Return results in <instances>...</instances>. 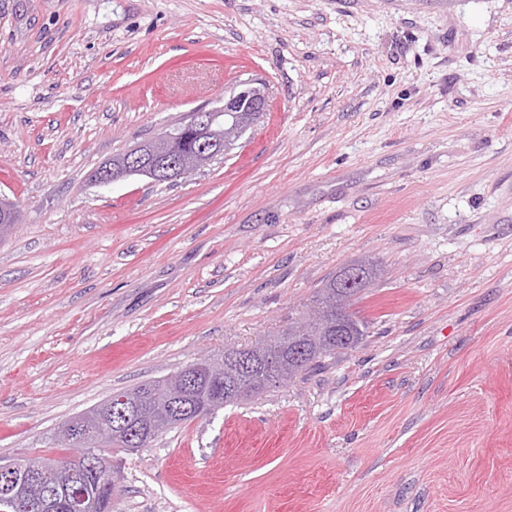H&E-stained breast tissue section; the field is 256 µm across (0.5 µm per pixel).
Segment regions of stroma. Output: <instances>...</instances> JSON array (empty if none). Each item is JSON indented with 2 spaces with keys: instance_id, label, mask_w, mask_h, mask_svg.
<instances>
[{
  "instance_id": "35a3bbf8",
  "label": "stroma",
  "mask_w": 512,
  "mask_h": 512,
  "mask_svg": "<svg viewBox=\"0 0 512 512\" xmlns=\"http://www.w3.org/2000/svg\"><path fill=\"white\" fill-rule=\"evenodd\" d=\"M246 79L223 158L90 182ZM1 195L0 459L367 258L362 342L120 452L117 512H512V0H0Z\"/></svg>"
}]
</instances>
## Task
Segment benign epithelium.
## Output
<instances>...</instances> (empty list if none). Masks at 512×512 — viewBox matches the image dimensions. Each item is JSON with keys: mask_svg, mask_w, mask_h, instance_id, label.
<instances>
[{"mask_svg": "<svg viewBox=\"0 0 512 512\" xmlns=\"http://www.w3.org/2000/svg\"><path fill=\"white\" fill-rule=\"evenodd\" d=\"M254 99L252 111L257 112L265 107L264 92L252 86L249 81L239 84V88L224 96L223 112L240 111V100L245 97ZM208 109L194 110L187 122L183 123L178 135L186 134L198 140L200 148L208 150L209 140L204 137L207 125ZM149 165L152 174L164 178L176 171H184L177 156L146 157L140 148L132 150L127 159V167L136 168ZM125 179V173L109 166L99 170L92 176L98 185H110ZM214 398L202 412L198 413L184 402L177 400L171 404L165 417L154 416L151 413L148 398L144 395L133 398L122 393L114 394L106 403L105 408L112 412L110 428L116 431L117 437L123 439L128 450L139 448L143 441L157 436L173 423L187 416L202 419L212 414L214 408L228 400L231 390L222 380L210 381ZM89 416L79 414L69 422L68 447L73 454L67 457L22 458L3 462L0 460V512H19L27 501L26 492L30 485L39 484L52 473L64 472L68 480L55 484L46 489L40 499L41 512H57L61 506H66L70 512H94V498L89 495L83 482L87 472L99 477V487L109 489L114 480V467L111 452L99 447L88 432Z\"/></svg>", "mask_w": 512, "mask_h": 512, "instance_id": "7a95c632", "label": "benign epithelium"}]
</instances>
